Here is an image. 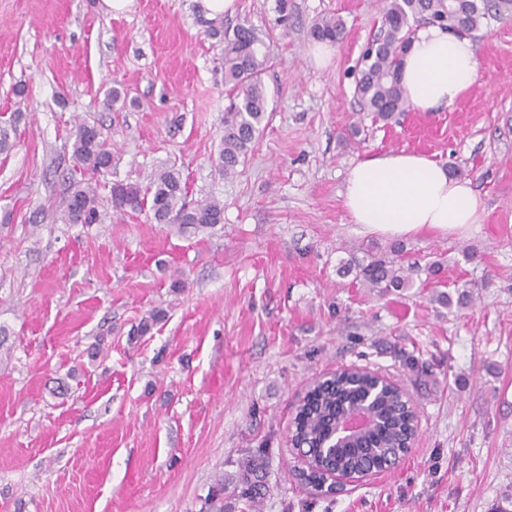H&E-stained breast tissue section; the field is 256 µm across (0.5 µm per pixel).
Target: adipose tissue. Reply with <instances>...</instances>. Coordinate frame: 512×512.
Here are the masks:
<instances>
[{
    "mask_svg": "<svg viewBox=\"0 0 512 512\" xmlns=\"http://www.w3.org/2000/svg\"><path fill=\"white\" fill-rule=\"evenodd\" d=\"M476 77L472 39L437 25L412 36L400 73L410 103L423 111L454 105ZM341 197L351 223L392 238L424 231L466 234L485 218L484 203L470 181L427 156L403 150L357 163Z\"/></svg>",
    "mask_w": 512,
    "mask_h": 512,
    "instance_id": "adipose-tissue-1",
    "label": "adipose tissue"
}]
</instances>
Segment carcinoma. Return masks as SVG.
Masks as SVG:
<instances>
[{"instance_id": "obj_1", "label": "carcinoma", "mask_w": 512, "mask_h": 512, "mask_svg": "<svg viewBox=\"0 0 512 512\" xmlns=\"http://www.w3.org/2000/svg\"><path fill=\"white\" fill-rule=\"evenodd\" d=\"M512 19V0H387L381 25L369 41L368 50L358 62L354 94L361 111L371 114L373 121L388 123L409 110L410 103L400 82L403 56L411 39L410 23L435 21L443 28L471 35L489 27L493 21ZM212 37L219 39L224 57V83L233 97L224 113V135L215 168L229 177L238 172L268 122L269 101L263 75L270 67L271 55L266 37L251 24H238L224 30L210 26ZM318 41L339 42L344 37L341 23L323 18L311 28ZM112 154L100 141L98 131L79 124L74 131L72 158L74 168L98 173L108 165ZM100 184L89 179L72 183L61 213L65 224H95L100 220L102 198ZM112 211L150 214L153 222L176 227L181 234H195L224 223V206L217 201L192 203L187 200L186 184L174 166L162 167L149 178L146 186L123 184L109 189ZM362 256H352L341 265L343 271L355 273V280L381 295L391 288H425L442 269L439 259L424 265L406 264L400 259L402 248L387 250L360 248ZM426 272V279L420 273ZM370 385L365 377L340 375L310 392L298 413L302 441L306 451L327 467L379 469L392 460L408 427V416L400 395L394 390L373 394L368 409L378 419L375 430L363 441L345 448H323L332 422L343 405L356 406L367 396ZM259 457L244 461L235 477L237 501L246 512H259L260 500L266 493ZM201 512H226L224 509V477L211 485Z\"/></svg>"}]
</instances>
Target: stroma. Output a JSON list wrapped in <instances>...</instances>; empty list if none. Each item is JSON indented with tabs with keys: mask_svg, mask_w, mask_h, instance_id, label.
I'll return each mask as SVG.
<instances>
[{
	"mask_svg": "<svg viewBox=\"0 0 512 512\" xmlns=\"http://www.w3.org/2000/svg\"><path fill=\"white\" fill-rule=\"evenodd\" d=\"M383 6L288 0L283 16L277 0H237L223 24L267 34L270 114L227 178L213 160L229 91L200 0H133L116 17L98 0H0V114L20 117L0 153V512H200L216 476L232 500L255 449L261 512H512V21L474 34L477 80L454 106L384 127L354 97ZM322 17L344 26L324 67L310 34ZM79 122L112 153L101 197L173 164L189 199L223 204V224L181 235L108 204L100 223H62ZM400 150L458 170L485 201L469 235L404 241L445 254L439 280L471 286L466 307L337 272L391 243L351 223L347 174ZM344 365L396 380L420 431L396 467L323 494L296 479L288 427L297 394Z\"/></svg>",
	"mask_w": 512,
	"mask_h": 512,
	"instance_id": "35a3bbf8",
	"label": "stroma"
}]
</instances>
